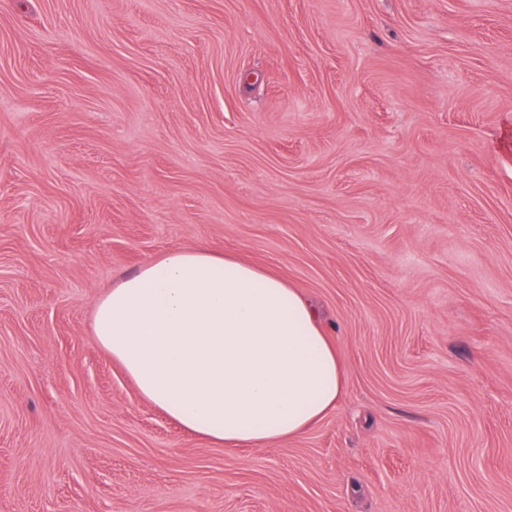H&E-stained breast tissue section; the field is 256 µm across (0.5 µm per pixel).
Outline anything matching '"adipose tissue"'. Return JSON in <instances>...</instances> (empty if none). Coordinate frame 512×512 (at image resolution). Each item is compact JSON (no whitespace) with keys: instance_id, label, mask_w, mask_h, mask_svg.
<instances>
[{"instance_id":"obj_1","label":"adipose tissue","mask_w":512,"mask_h":512,"mask_svg":"<svg viewBox=\"0 0 512 512\" xmlns=\"http://www.w3.org/2000/svg\"><path fill=\"white\" fill-rule=\"evenodd\" d=\"M94 335L143 398L217 444L294 438L344 393L311 302L278 275L202 248L125 275L100 299Z\"/></svg>"}]
</instances>
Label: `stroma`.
Returning <instances> with one entry per match:
<instances>
[{
	"instance_id": "1",
	"label": "stroma",
	"mask_w": 512,
	"mask_h": 512,
	"mask_svg": "<svg viewBox=\"0 0 512 512\" xmlns=\"http://www.w3.org/2000/svg\"><path fill=\"white\" fill-rule=\"evenodd\" d=\"M198 246L318 307L303 434L190 435L97 342ZM0 512H512V0H0Z\"/></svg>"
}]
</instances>
